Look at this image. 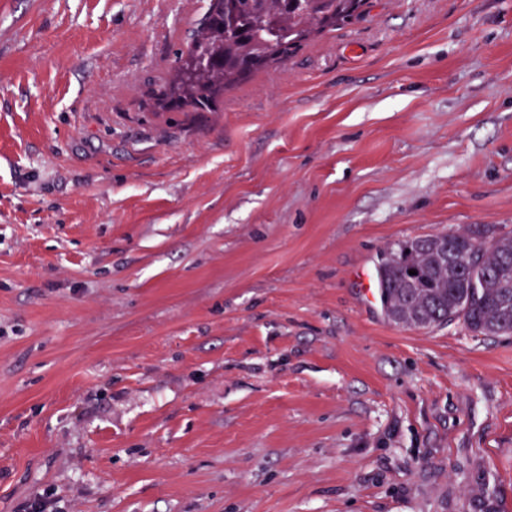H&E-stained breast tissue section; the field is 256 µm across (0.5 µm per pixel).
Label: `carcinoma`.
<instances>
[{
	"label": "carcinoma",
	"instance_id": "cac0c4a2",
	"mask_svg": "<svg viewBox=\"0 0 512 512\" xmlns=\"http://www.w3.org/2000/svg\"><path fill=\"white\" fill-rule=\"evenodd\" d=\"M364 0H210L174 75L155 94L164 109L210 112L221 91L260 67L286 63L313 33L359 16ZM488 242L471 268L448 269L445 254ZM417 274L411 275L409 271ZM387 318L428 329L458 321L476 336L512 335V233L486 228L440 232L400 242L377 269Z\"/></svg>",
	"mask_w": 512,
	"mask_h": 512
}]
</instances>
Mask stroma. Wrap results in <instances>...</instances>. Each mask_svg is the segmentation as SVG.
<instances>
[{"instance_id":"stroma-1","label":"stroma","mask_w":512,"mask_h":512,"mask_svg":"<svg viewBox=\"0 0 512 512\" xmlns=\"http://www.w3.org/2000/svg\"><path fill=\"white\" fill-rule=\"evenodd\" d=\"M208 0H0V512H512V335L398 242L512 231V0H368L166 112ZM485 238V240H483ZM488 242L480 257L450 261ZM416 270L417 275H410ZM381 303L387 318L405 328L428 329L458 321L477 336L512 335V233L493 235L489 229L440 232L400 242L377 269Z\"/></svg>"}]
</instances>
